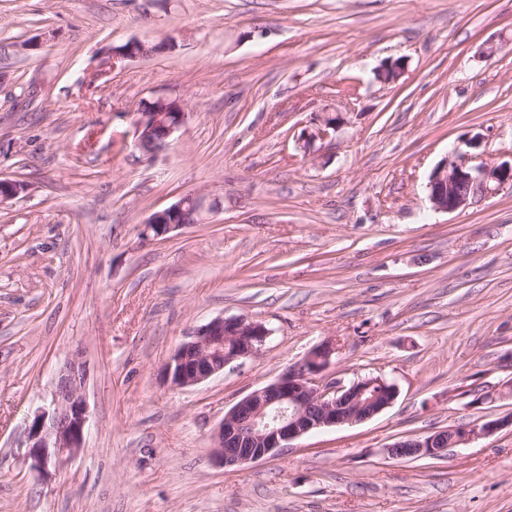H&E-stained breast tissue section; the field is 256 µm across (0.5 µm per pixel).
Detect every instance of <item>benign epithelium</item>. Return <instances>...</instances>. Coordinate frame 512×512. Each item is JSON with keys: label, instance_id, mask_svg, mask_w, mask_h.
<instances>
[{"label": "benign epithelium", "instance_id": "benign-epithelium-1", "mask_svg": "<svg viewBox=\"0 0 512 512\" xmlns=\"http://www.w3.org/2000/svg\"><path fill=\"white\" fill-rule=\"evenodd\" d=\"M153 45L131 42L112 58L148 57ZM186 113L155 112L147 107L134 121L138 147L148 137L160 134L163 142L185 122ZM343 121L342 113L328 112L308 139H323ZM512 184V162L471 167L455 158H445L432 171L429 200L435 210L452 213L478 199ZM27 185L0 178V206L25 193ZM201 199L187 195L167 209L153 213L141 225L144 241L163 240L170 234L201 221ZM261 323L244 318L219 317L198 329L191 340L181 344L165 364V381L180 389L197 385L240 359L258 353L269 337ZM336 342L326 341L282 374L275 382L252 391L224 416L214 436L215 462L232 467L262 460L288 447L289 442L314 430L352 425L377 415L395 400V385L373 379L380 391L365 397L366 382L342 386L327 376L336 355ZM88 371L75 351L58 372L50 407L35 415L27 437L31 469L41 476L59 468L82 448L88 420L85 386ZM512 428V415L479 426L452 427L395 442L389 453L400 458L444 455L451 444H462L482 435Z\"/></svg>", "mask_w": 512, "mask_h": 512}]
</instances>
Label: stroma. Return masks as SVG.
<instances>
[{"instance_id":"35a3bbf8","label":"stroma","mask_w":512,"mask_h":512,"mask_svg":"<svg viewBox=\"0 0 512 512\" xmlns=\"http://www.w3.org/2000/svg\"><path fill=\"white\" fill-rule=\"evenodd\" d=\"M134 40L170 47L113 62ZM159 98L187 117L151 158L133 122ZM473 136L468 165L512 159V0H0V176L27 185L0 207V512H512L510 430L387 452L512 413V187L428 198ZM188 194L201 223L142 241ZM218 317L270 336L164 383ZM328 339L330 378L382 377L394 403L217 464L225 413ZM77 349L84 446L41 477L28 427ZM511 427L512 415L508 418L491 420L483 425L468 427H452L438 430L423 436L402 439L388 447L392 456L400 458L443 457L451 444H462L482 435H489L498 430ZM450 435V439H448Z\"/></svg>"}]
</instances>
